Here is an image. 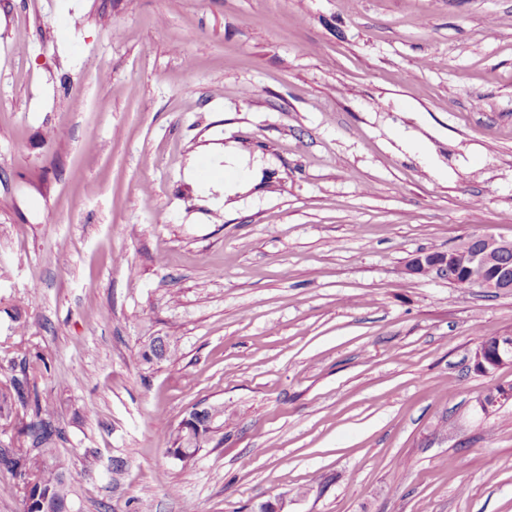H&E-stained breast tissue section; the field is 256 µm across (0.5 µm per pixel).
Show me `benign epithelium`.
Returning <instances> with one entry per match:
<instances>
[{"instance_id": "7a95c632", "label": "benign epithelium", "mask_w": 512, "mask_h": 512, "mask_svg": "<svg viewBox=\"0 0 512 512\" xmlns=\"http://www.w3.org/2000/svg\"><path fill=\"white\" fill-rule=\"evenodd\" d=\"M511 254V241L484 234L476 248L463 243L437 256L418 253L409 261L406 272L433 275L439 279L459 276L462 285L477 286L489 293L511 291L512 265L507 262ZM509 362H512V336L497 337L493 351L488 354L480 348L474 354V366L484 375Z\"/></svg>"}]
</instances>
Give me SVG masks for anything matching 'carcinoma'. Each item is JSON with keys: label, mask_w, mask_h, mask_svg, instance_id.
<instances>
[{"label": "carcinoma", "mask_w": 512, "mask_h": 512, "mask_svg": "<svg viewBox=\"0 0 512 512\" xmlns=\"http://www.w3.org/2000/svg\"><path fill=\"white\" fill-rule=\"evenodd\" d=\"M11 387L0 389V420H10L15 406L33 405L34 417L23 423L21 434L31 442V447L20 446L10 454L0 453V469L12 474L26 476L33 482L30 490L24 492V499L48 495L56 499L60 512H69L72 503V485L69 466L54 442V430L46 417L53 413V407L41 402L36 389L30 388L28 377L10 379ZM201 446L183 427H178L173 442V452H183V462L195 459Z\"/></svg>", "instance_id": "cac0c4a2"}]
</instances>
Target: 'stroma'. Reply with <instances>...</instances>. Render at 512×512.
<instances>
[{"instance_id":"35a3bbf8","label":"stroma","mask_w":512,"mask_h":512,"mask_svg":"<svg viewBox=\"0 0 512 512\" xmlns=\"http://www.w3.org/2000/svg\"><path fill=\"white\" fill-rule=\"evenodd\" d=\"M213 144L262 173L219 208ZM484 233L512 0H0V383L53 405L74 512H512V364L472 368L512 292L405 271ZM173 447V454H176L182 448L184 449L183 458L180 460L187 463L194 461L195 457L204 446H199L194 437L189 434L187 430L183 429L182 421L175 432Z\"/></svg>"}]
</instances>
